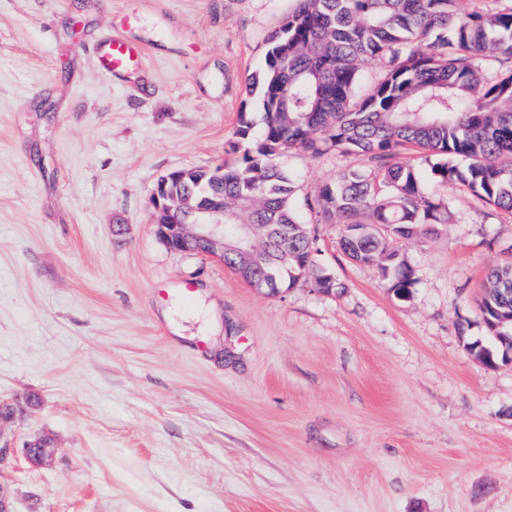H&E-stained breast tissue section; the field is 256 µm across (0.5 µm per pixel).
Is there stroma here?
Instances as JSON below:
<instances>
[{"label": "stroma", "instance_id": "stroma-1", "mask_svg": "<svg viewBox=\"0 0 512 512\" xmlns=\"http://www.w3.org/2000/svg\"><path fill=\"white\" fill-rule=\"evenodd\" d=\"M295 5L0 0V438L55 445L0 476L15 512H512V364L466 348L511 213L436 187L451 223L394 243L406 300L307 206L356 151L276 159L331 291L258 290L156 235L158 179L229 158ZM119 32L147 53L108 79Z\"/></svg>", "mask_w": 512, "mask_h": 512}]
</instances>
